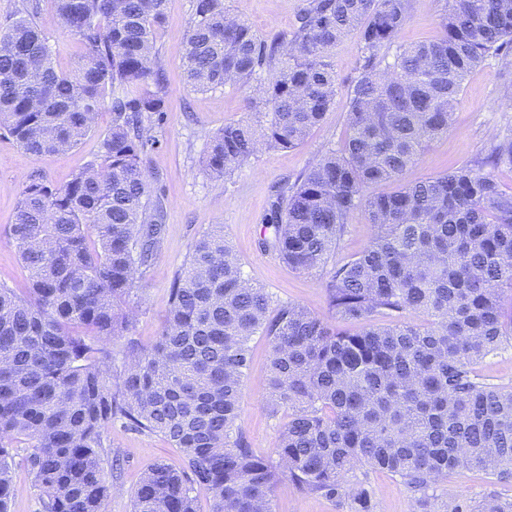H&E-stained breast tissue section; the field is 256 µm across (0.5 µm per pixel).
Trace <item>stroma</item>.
Instances as JSON below:
<instances>
[{
	"mask_svg": "<svg viewBox=\"0 0 512 512\" xmlns=\"http://www.w3.org/2000/svg\"><path fill=\"white\" fill-rule=\"evenodd\" d=\"M445 0H412L407 21L393 40L387 58L410 44L431 40L440 33ZM231 14L240 17L258 35L270 38L289 34L305 0H224ZM48 44L58 71L74 73L87 53L86 45L68 34L55 18L53 0H41ZM191 18V0H165V23L157 34L156 50L166 75L167 95L159 143L149 153L148 168L159 175L149 186L150 195L162 196L165 221L156 259L145 270L133 300L138 314L128 336L112 337V366L125 363L128 339L151 346L160 336L169 306V288L180 273L197 239L215 226L240 260L243 274L265 288L273 303H298L329 318L324 280L317 273H301L280 261L261 245L273 185L295 178L328 146L338 145L347 118L346 89L361 64L357 34L343 37L333 60L338 91L333 107L305 144L291 149L265 151L222 181H214L205 168L209 135L224 124L245 118L252 111L251 92L242 86H224L199 92L187 86L184 74V34ZM501 63L487 58L466 78L461 103L446 135L425 148L417 164L403 179L414 182L448 172L485 151L491 139L512 133V101L502 96ZM112 125L109 109L99 113L94 132L68 151L36 156L13 140L0 136V287L19 289L27 283L9 227L24 182L40 172L53 185L62 186L82 168L100 162L101 141ZM252 361L242 386L239 424L257 455L270 456L277 444L287 410L271 415L262 396L267 375L269 342L257 335L251 341ZM104 441L118 450L122 466L109 471L120 494L111 495L106 512H131L132 495L144 471L154 463L181 466L180 453L160 435L140 433L121 422L107 425ZM349 482L365 481L374 512H412L414 499L399 478L383 472L356 470ZM512 498V485L493 483L483 471H453L443 476L433 494L438 503H474L486 494ZM273 512H349L347 502H332L301 493L294 483L278 481L272 493Z\"/></svg>",
	"mask_w": 512,
	"mask_h": 512,
	"instance_id": "1",
	"label": "stroma"
}]
</instances>
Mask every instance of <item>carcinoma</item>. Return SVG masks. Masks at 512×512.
Listing matches in <instances>:
<instances>
[{
	"mask_svg": "<svg viewBox=\"0 0 512 512\" xmlns=\"http://www.w3.org/2000/svg\"><path fill=\"white\" fill-rule=\"evenodd\" d=\"M54 2L87 55L75 73L57 71L40 0H22L0 32V130L49 155L76 147L106 104L112 127L101 162L66 185L30 175L9 229L28 288H0V512L14 496L20 446L43 512H106L103 462L120 458L103 434L117 419L182 456L178 468L143 473L132 512H200L202 487L213 493L208 512H272L282 478L374 512L365 484L347 480L360 468L399 478L418 512H433L428 491L450 471L512 484V387L478 369L512 343V188L493 175L512 167V135L460 168L401 182L448 132L464 81L487 56L512 89V0H445L440 35L385 66L411 0H306L291 36L269 42L228 21L224 0H192L187 83L251 84L267 108L259 126L241 119L210 136L205 164L216 179L264 149L303 144L335 103L333 49L360 35L344 136L277 185L262 239L291 268L322 275L334 322L299 304L271 308L217 227L175 277L161 335L149 347L129 340L119 373L108 342L133 323L131 297L162 233L144 156L164 112L155 40L165 0ZM358 211L371 240L331 262ZM258 334L270 343L267 406L290 410L273 458L255 455L238 424ZM472 512H512V500L490 493Z\"/></svg>",
	"mask_w": 512,
	"mask_h": 512,
	"instance_id": "obj_1",
	"label": "carcinoma"
}]
</instances>
